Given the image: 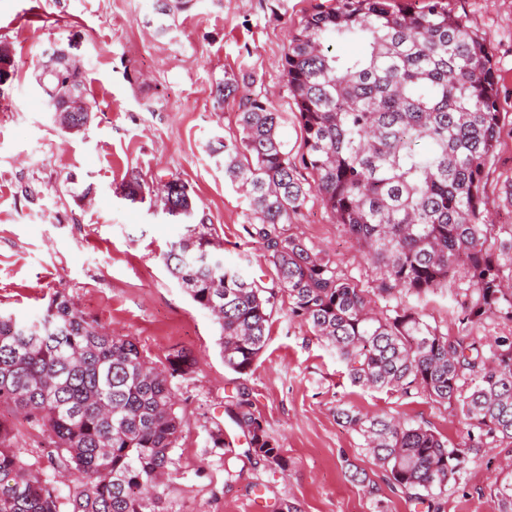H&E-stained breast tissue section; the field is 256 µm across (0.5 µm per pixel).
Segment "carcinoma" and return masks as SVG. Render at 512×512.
Returning <instances> with one entry per match:
<instances>
[{
    "label": "carcinoma",
    "instance_id": "obj_1",
    "mask_svg": "<svg viewBox=\"0 0 512 512\" xmlns=\"http://www.w3.org/2000/svg\"><path fill=\"white\" fill-rule=\"evenodd\" d=\"M192 6L154 0L157 32ZM343 41L362 49L339 55ZM281 66L302 129L300 159L280 137L279 113L258 94L239 104V140L222 145L224 177L249 200L248 234L273 267L271 286L211 252L187 183L172 179L154 191L133 175L124 198L148 199L187 220L164 261L196 304L220 310L227 368L248 374L286 295L291 315L336 351L353 385L416 391L459 414L470 430L463 445L387 413L336 408L392 485L429 503L483 440L512 444V333L487 354L415 308L380 315L369 291L309 248L293 225L314 192L379 272V292L419 295L459 278L467 284L464 324L490 316L512 323V224L483 221L485 166L501 130L491 53L443 0H336L303 16ZM36 83L53 111L87 125L91 108L73 107L87 92L68 49L53 50ZM193 368L184 352L152 363L63 292L32 321L0 313V407L23 415L47 449L44 462L26 458L0 420V512H167L165 478L183 426L172 381ZM226 412L246 437L243 457L285 467L249 393L237 389ZM242 456L224 452L226 479ZM491 501L494 512H512L511 465Z\"/></svg>",
    "mask_w": 512,
    "mask_h": 512
}]
</instances>
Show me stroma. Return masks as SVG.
Returning <instances> with one entry per match:
<instances>
[{
	"label": "stroma",
	"mask_w": 512,
	"mask_h": 512,
	"mask_svg": "<svg viewBox=\"0 0 512 512\" xmlns=\"http://www.w3.org/2000/svg\"><path fill=\"white\" fill-rule=\"evenodd\" d=\"M314 2L197 0L161 35L150 23L154 0H0V45L15 64L0 86V313L35 319L60 291L112 335L134 340L149 360L181 349L195 358L193 373L173 381L186 424L172 454L171 512H254L258 498L264 512L283 501L298 512H376L380 505L386 512H492L490 493L512 444L481 449L446 496L429 508L416 504L337 419V406L387 413L454 445L468 440L464 420L416 393L353 386L335 351L290 317L284 299L250 373L226 368L217 323L164 263L184 225L122 196L134 174L154 187L188 183L225 263L271 282L273 270L247 233L248 201L225 180L217 148L238 139V104L257 93L280 112L289 151H299L301 128L280 63ZM445 2L490 47L502 131L486 166L487 221L512 224V0ZM71 42L92 107L77 133L58 125L35 81L46 50ZM227 78L237 79L238 90L216 104L215 87ZM82 191L88 200L79 199ZM297 227L309 247L374 292L377 311L414 307L442 332H466L456 283L420 296L376 295V270L317 196L308 197ZM239 386L287 466L256 460L228 482L223 451L210 436L222 432L236 453L246 450L224 412Z\"/></svg>",
	"instance_id": "obj_1"
}]
</instances>
